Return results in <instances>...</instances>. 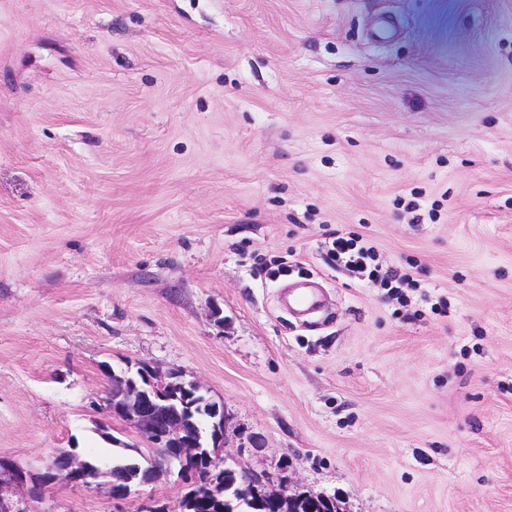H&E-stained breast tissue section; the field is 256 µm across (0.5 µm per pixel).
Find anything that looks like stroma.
Masks as SVG:
<instances>
[{
    "label": "stroma",
    "instance_id": "stroma-1",
    "mask_svg": "<svg viewBox=\"0 0 512 512\" xmlns=\"http://www.w3.org/2000/svg\"><path fill=\"white\" fill-rule=\"evenodd\" d=\"M330 233L408 304L328 266ZM306 280L302 321L279 291ZM138 361L223 404L236 469L288 461L344 512H512V0H0V457L134 442L100 403ZM327 247L326 256L331 264L345 267H353L367 276L368 281L378 283L383 288H388L397 298L406 297L403 288H413V280L407 273H401L398 269L382 264L377 257L374 246L358 244L353 238L341 236L333 237L324 243Z\"/></svg>",
    "mask_w": 512,
    "mask_h": 512
}]
</instances>
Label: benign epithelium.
<instances>
[{"label":"benign epithelium","instance_id":"benign-epithelium-1","mask_svg":"<svg viewBox=\"0 0 512 512\" xmlns=\"http://www.w3.org/2000/svg\"><path fill=\"white\" fill-rule=\"evenodd\" d=\"M134 369L139 371L143 383L112 373V396L105 398L103 404L111 416L129 425L147 447L169 449L160 457H152L149 482L175 473L193 489L205 485L215 497L227 495L233 486L219 479L226 466L221 455L226 427L224 407L209 398L198 406L194 398L203 394L202 387L185 380L177 370L163 374L146 362L127 367L129 372ZM286 470L287 466H281L275 476L242 470L237 473L238 488L250 500L270 502L276 508L324 504L331 512H339L335 499L298 490L291 477L285 475ZM41 476V483L28 473L0 476V512H38L37 503L59 480L90 488L99 478L107 477L112 499L118 501L127 499L136 484L134 479H126L109 468L98 466L90 470L87 457L74 450L51 455ZM15 487L27 489L26 505L22 508L9 497V491Z\"/></svg>","mask_w":512,"mask_h":512}]
</instances>
